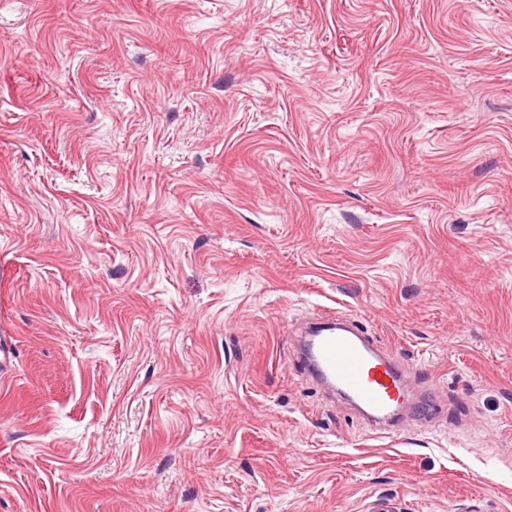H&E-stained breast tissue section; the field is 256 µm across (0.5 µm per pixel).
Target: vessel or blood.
Returning a JSON list of instances; mask_svg holds the SVG:
<instances>
[{"label":"vessel or blood","mask_w":512,"mask_h":512,"mask_svg":"<svg viewBox=\"0 0 512 512\" xmlns=\"http://www.w3.org/2000/svg\"><path fill=\"white\" fill-rule=\"evenodd\" d=\"M304 374L328 385L362 409L377 426L401 433L404 421L435 422L439 403L421 396L401 416L408 383L397 363L372 344L362 326L323 315L310 327L299 358Z\"/></svg>","instance_id":"b4317fda"}]
</instances>
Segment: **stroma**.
Returning a JSON list of instances; mask_svg holds the SVG:
<instances>
[{
  "instance_id": "35a3bbf8",
  "label": "stroma",
  "mask_w": 512,
  "mask_h": 512,
  "mask_svg": "<svg viewBox=\"0 0 512 512\" xmlns=\"http://www.w3.org/2000/svg\"><path fill=\"white\" fill-rule=\"evenodd\" d=\"M1 336L0 512H512V0H0ZM304 336L298 360L303 373L362 409L378 429L400 434L406 419L421 425L435 422L440 405L429 395H420L410 414L401 416L406 377L393 359L368 340L360 324L321 315Z\"/></svg>"
}]
</instances>
